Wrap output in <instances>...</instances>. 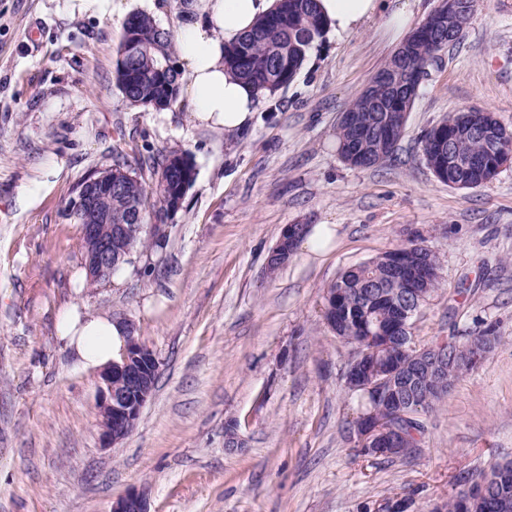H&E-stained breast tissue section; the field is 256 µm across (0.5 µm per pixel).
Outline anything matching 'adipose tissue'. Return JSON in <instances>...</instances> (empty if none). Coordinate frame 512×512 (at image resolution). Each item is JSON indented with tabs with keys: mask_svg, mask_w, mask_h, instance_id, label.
Masks as SVG:
<instances>
[{
	"mask_svg": "<svg viewBox=\"0 0 512 512\" xmlns=\"http://www.w3.org/2000/svg\"><path fill=\"white\" fill-rule=\"evenodd\" d=\"M274 0H197L196 18L177 33L184 92L193 103L195 123L233 135L247 127L263 97L224 64V48L243 37L267 14ZM378 0H319V8L335 33L353 30L371 18ZM120 322L104 315L63 314L57 337L85 369L102 370L119 360L126 344Z\"/></svg>",
	"mask_w": 512,
	"mask_h": 512,
	"instance_id": "adipose-tissue-1",
	"label": "adipose tissue"
}]
</instances>
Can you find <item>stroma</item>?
<instances>
[{"label": "stroma", "instance_id": "stroma-1", "mask_svg": "<svg viewBox=\"0 0 512 512\" xmlns=\"http://www.w3.org/2000/svg\"><path fill=\"white\" fill-rule=\"evenodd\" d=\"M396 0L319 39L288 87L231 137L169 109L131 105L113 80L127 18L177 32L186 0H0V512H111L146 490L150 512H431L467 473L512 458V161L459 189L428 168L419 138L483 108L512 128V0H477L460 42L430 66L397 159L355 168L336 126L397 49ZM41 36L31 42L32 22ZM188 153L194 180L161 246L86 285L67 204L115 153ZM288 224H328L275 275ZM422 237L440 288L412 339L501 341L433 411L414 455L357 452L366 402L324 295L345 269ZM132 322L156 354L155 390L133 431L103 446L100 382L59 342L67 310Z\"/></svg>", "mask_w": 512, "mask_h": 512}]
</instances>
